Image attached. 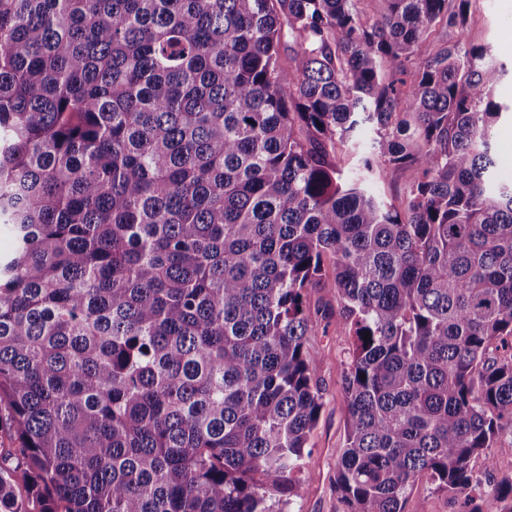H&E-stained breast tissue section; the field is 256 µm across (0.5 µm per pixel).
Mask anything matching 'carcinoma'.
<instances>
[{"label":"carcinoma","mask_w":512,"mask_h":512,"mask_svg":"<svg viewBox=\"0 0 512 512\" xmlns=\"http://www.w3.org/2000/svg\"><path fill=\"white\" fill-rule=\"evenodd\" d=\"M385 2L0 0V512H284L310 288L354 339L342 512L423 474L480 512L470 462L512 432L506 69L470 0ZM406 167L400 214L367 184ZM491 145L498 171L510 181L512 179V119L510 114H503V118L493 128Z\"/></svg>","instance_id":"carcinoma-1"}]
</instances>
